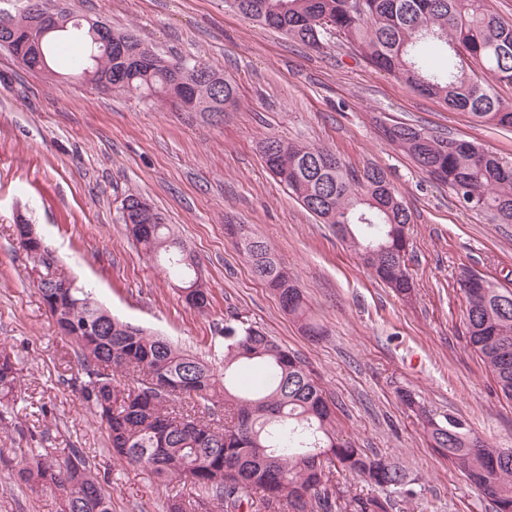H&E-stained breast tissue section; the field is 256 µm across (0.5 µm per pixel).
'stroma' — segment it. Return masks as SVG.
<instances>
[{
  "label": "stroma",
  "instance_id": "obj_1",
  "mask_svg": "<svg viewBox=\"0 0 512 512\" xmlns=\"http://www.w3.org/2000/svg\"><path fill=\"white\" fill-rule=\"evenodd\" d=\"M79 15L131 31L162 55L195 57L236 87L230 112H175L135 97L24 69L0 50V346L22 368L25 401L0 425V512H57L51 491L15 483L18 447L64 456L80 448L108 473L112 512H166L150 471L113 459L100 422L66 380L78 369L36 288L16 224H35L62 268L90 284L113 315L169 337L198 356L222 352L226 319L264 328L306 359L337 406V428L357 447L398 460L416 496L394 512H491L489 503L430 446L400 400L408 391L438 415L464 417L489 447L512 448V400L463 335L457 283L471 269L495 283L512 272V224L461 207L381 135L396 121L441 129L512 155V130L421 96L366 65L347 43L315 51L226 7L224 0H67ZM313 144L349 166L383 168L412 213L411 298L396 296L330 225L276 181L262 141ZM147 198L199 261L211 295L190 308L176 279L127 238L125 194ZM246 224L280 255L325 330L310 343L249 268L224 230Z\"/></svg>",
  "mask_w": 512,
  "mask_h": 512
}]
</instances>
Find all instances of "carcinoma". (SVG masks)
Segmentation results:
<instances>
[{
  "label": "carcinoma",
  "instance_id": "1",
  "mask_svg": "<svg viewBox=\"0 0 512 512\" xmlns=\"http://www.w3.org/2000/svg\"><path fill=\"white\" fill-rule=\"evenodd\" d=\"M244 17L276 29L308 48L337 39L377 70L420 95L487 125L512 128V102L496 85H512V20L486 8L485 0H234ZM77 49L70 79L90 71L100 86L159 102L188 94L214 112L213 103L236 104L227 81L197 79L207 63L169 59L127 31H112V50L102 48L86 20L75 18L49 32L23 58L30 71L51 75L52 58L66 44ZM386 141L417 167L453 191L463 208L512 224V156L447 133L409 123L384 128ZM268 170L322 223L350 244L363 264L397 295L413 288L407 265V226L412 214L386 172H361L336 154L312 145L263 141ZM142 197L121 199V221L150 259L165 263L180 286L196 282L184 301L201 313L210 306L193 252ZM251 272L271 288L281 307L312 340L323 328L309 315L302 292L280 257L263 240L236 239ZM36 288L56 330L78 355L81 374L71 380L82 406L107 433L112 457L150 470L167 495V512H186L173 490L197 492L194 508L220 512H393L394 494L416 495L406 470L370 455L336 431V407L306 362L256 325H224V369L182 350L168 339L124 322L61 266ZM465 300L462 321L468 346L491 371L501 394L512 400V289L465 269L459 278ZM264 367L252 386L237 382L245 365ZM121 374L124 381L116 380ZM21 368L0 348V422L14 408ZM404 405L422 422L430 445L490 502L493 512H512V448H489L455 414L440 418L410 393ZM17 484L57 493L59 512H112V494L80 448L59 460L40 448H17ZM369 487L353 494L346 480Z\"/></svg>",
  "mask_w": 512,
  "mask_h": 512
}]
</instances>
